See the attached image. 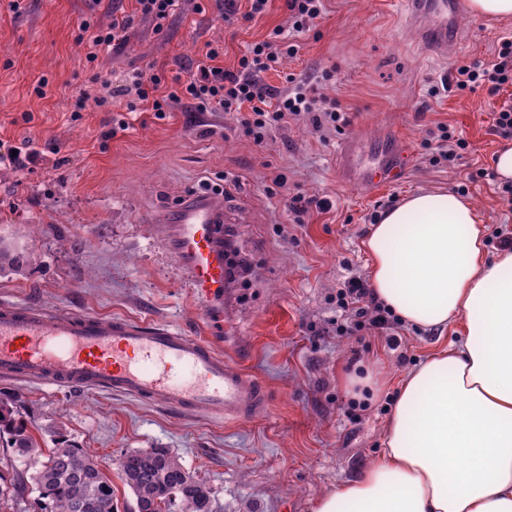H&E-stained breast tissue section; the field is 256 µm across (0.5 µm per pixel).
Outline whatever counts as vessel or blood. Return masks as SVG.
Returning <instances> with one entry per match:
<instances>
[{"label": "vessel or blood", "instance_id": "b4317fda", "mask_svg": "<svg viewBox=\"0 0 512 512\" xmlns=\"http://www.w3.org/2000/svg\"><path fill=\"white\" fill-rule=\"evenodd\" d=\"M409 19L426 20L432 42L448 44V21L462 0H403ZM400 163L380 159L363 174L376 184L399 178ZM161 223L176 226V250L197 295L213 301L228 283L224 262V196H195ZM0 377L49 393L108 392L190 416L241 420L264 414L260 382L207 340L166 324L45 306L0 305Z\"/></svg>", "mask_w": 512, "mask_h": 512}]
</instances>
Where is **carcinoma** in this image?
<instances>
[{
	"instance_id": "obj_1",
	"label": "carcinoma",
	"mask_w": 512,
	"mask_h": 512,
	"mask_svg": "<svg viewBox=\"0 0 512 512\" xmlns=\"http://www.w3.org/2000/svg\"><path fill=\"white\" fill-rule=\"evenodd\" d=\"M0 438L21 457H44L32 482L50 512H114L112 480L99 463L62 437L46 451L36 447L23 413L8 396L0 397ZM120 467L135 496V512H220L211 488L168 448L131 451ZM25 486L19 474L3 481L0 502L16 498Z\"/></svg>"
}]
</instances>
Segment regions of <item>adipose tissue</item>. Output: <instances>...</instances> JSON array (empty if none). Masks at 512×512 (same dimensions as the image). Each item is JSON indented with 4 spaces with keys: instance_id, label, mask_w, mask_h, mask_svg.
Wrapping results in <instances>:
<instances>
[{
    "instance_id": "adipose-tissue-1",
    "label": "adipose tissue",
    "mask_w": 512,
    "mask_h": 512,
    "mask_svg": "<svg viewBox=\"0 0 512 512\" xmlns=\"http://www.w3.org/2000/svg\"><path fill=\"white\" fill-rule=\"evenodd\" d=\"M364 246L402 322L463 334L402 378L381 456L314 512H512V248L488 258L474 205L441 191L387 210Z\"/></svg>"
}]
</instances>
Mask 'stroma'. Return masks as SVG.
<instances>
[{"mask_svg": "<svg viewBox=\"0 0 512 512\" xmlns=\"http://www.w3.org/2000/svg\"><path fill=\"white\" fill-rule=\"evenodd\" d=\"M183 0L163 33L135 20L127 40L102 52L100 69L119 81L131 65L151 63L188 76L207 43L224 44V66L234 68L247 47L285 24L282 0L262 19L225 27L214 4L198 10ZM315 29L290 34L299 47L264 83L280 92L322 83L350 124L343 132L313 131L308 121L273 131L258 145L221 112L180 107L164 120L133 123L112 139L100 138L109 114L87 102L75 112L72 89L88 83L84 48L76 41L84 0H24L21 14L0 9V137H35L44 161L22 178L0 170V245L17 266L0 271V303L47 305L67 314L127 316L197 332L204 309L192 293L174 247L173 228L154 223L193 193L222 189L224 224L251 268L224 295L225 325L213 338L257 377L269 395L264 416L224 422L187 418L105 393L45 394L39 387L0 379L26 416L40 448L55 431L96 459L112 480L117 512H134L120 462L131 450L171 449L214 492L224 512H312L317 498L373 464L383 448L385 422L399 380L454 331L414 332L397 340L366 334L337 336L336 290L352 277L368 278L363 247L369 216L411 192L466 185L488 229L512 226V204L491 184L467 182L492 168L503 140L492 135L496 103L485 89L461 92L457 62L490 61L498 42L512 38V20L486 22L463 13L440 57L406 24L401 0H324ZM335 72L322 82L323 70ZM49 82L46 97L33 87ZM32 123H24V113ZM447 124L469 147L452 168L431 167L421 143L429 128ZM403 152L405 171L371 187L340 171L337 153L348 145L368 164L373 140ZM67 156L56 166L58 156ZM285 175L286 188L274 183ZM327 200L295 223L288 197ZM380 378L379 392L349 387L350 379ZM366 409L350 419L348 403Z\"/></svg>", "mask_w": 512, "mask_h": 512, "instance_id": "1", "label": "stroma"}]
</instances>
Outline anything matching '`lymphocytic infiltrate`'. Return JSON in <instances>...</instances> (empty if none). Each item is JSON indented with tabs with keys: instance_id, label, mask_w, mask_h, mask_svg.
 <instances>
[{
	"instance_id": "1",
	"label": "lymphocytic infiltrate",
	"mask_w": 512,
	"mask_h": 512,
	"mask_svg": "<svg viewBox=\"0 0 512 512\" xmlns=\"http://www.w3.org/2000/svg\"><path fill=\"white\" fill-rule=\"evenodd\" d=\"M101 0H86V12L79 25V42L85 43V60L95 66L100 53L127 39V32L136 19L152 23L155 32H163L169 19L181 8V0H134L132 13L113 16L108 27L98 26L96 9ZM282 28H274L265 40L251 44L239 57L235 69L224 68V46L209 44L206 60L188 77L166 78L164 72L154 70L152 64L132 66L121 85H113L101 72L93 71L89 85L75 87L74 96L84 100L91 86H99L98 106L111 109L114 98H125V116L107 121L100 134L102 140L111 139L117 131L127 129V114L141 112L155 120L166 119L168 112L180 104L199 112H221L231 116L239 129L255 144H263L270 132L301 119L310 121L315 130H339L350 120L339 112L335 100L320 93L318 87L298 88L286 95L272 93L261 76L277 70L284 59L297 53L295 44L286 42ZM453 82L459 91H476L484 87L489 93H498L503 86L512 85V39H502L491 62L479 60L458 63ZM423 146L429 164L452 166L461 159L468 143L448 126H438L424 139ZM42 160L34 138L21 143L0 140V167L19 174L34 173ZM336 310L339 318L336 333L355 336L361 333L387 335L401 329L400 319L374 294L366 281L352 278L336 291Z\"/></svg>"
}]
</instances>
